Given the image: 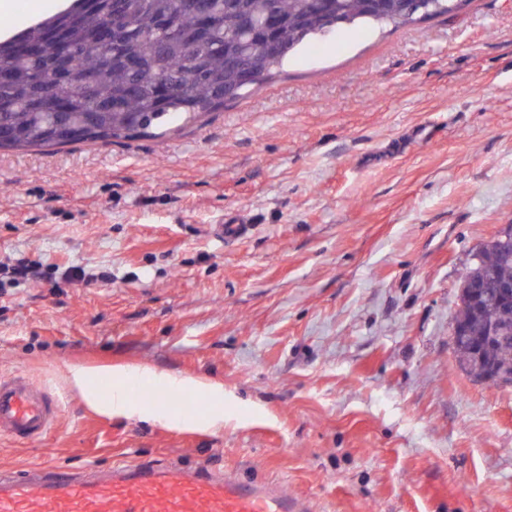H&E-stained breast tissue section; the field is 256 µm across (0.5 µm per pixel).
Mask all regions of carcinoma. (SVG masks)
Listing matches in <instances>:
<instances>
[{
	"instance_id": "obj_1",
	"label": "carcinoma",
	"mask_w": 512,
	"mask_h": 512,
	"mask_svg": "<svg viewBox=\"0 0 512 512\" xmlns=\"http://www.w3.org/2000/svg\"><path fill=\"white\" fill-rule=\"evenodd\" d=\"M224 24L205 27L193 0H73L71 7L0 40L2 149L64 147L151 134L224 107V87L245 97L298 48L339 29L394 28L451 12L456 0H209ZM251 81L238 84L237 63ZM512 283V256L487 243L463 280ZM460 368L477 381L512 374V300L475 306L459 294L452 317Z\"/></svg>"
}]
</instances>
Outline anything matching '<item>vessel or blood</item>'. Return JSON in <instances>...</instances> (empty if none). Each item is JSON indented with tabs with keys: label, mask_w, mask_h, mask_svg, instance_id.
Wrapping results in <instances>:
<instances>
[{
	"label": "vessel or blood",
	"mask_w": 512,
	"mask_h": 512,
	"mask_svg": "<svg viewBox=\"0 0 512 512\" xmlns=\"http://www.w3.org/2000/svg\"><path fill=\"white\" fill-rule=\"evenodd\" d=\"M56 408L28 379L0 381V437L43 436ZM0 512H316V506L274 481L149 461L119 462L106 471L48 465L0 472Z\"/></svg>",
	"instance_id": "vessel-or-blood-1"
}]
</instances>
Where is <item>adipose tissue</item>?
<instances>
[{"label":"adipose tissue","instance_id":"obj_1","mask_svg":"<svg viewBox=\"0 0 512 512\" xmlns=\"http://www.w3.org/2000/svg\"><path fill=\"white\" fill-rule=\"evenodd\" d=\"M64 376L70 387L78 392L85 403L93 410L105 414H120L127 417H140L153 420L167 419L166 409L158 404L145 405L133 400L126 393L130 384L139 383L161 392L204 390L207 400L220 402L224 399L223 387L205 385L198 379L170 374L150 368L128 366H106L92 369L74 365L64 368ZM111 383L110 395H103L101 385Z\"/></svg>","mask_w":512,"mask_h":512}]
</instances>
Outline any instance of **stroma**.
I'll return each mask as SVG.
<instances>
[{"label": "stroma", "instance_id": "35a3bbf8", "mask_svg": "<svg viewBox=\"0 0 512 512\" xmlns=\"http://www.w3.org/2000/svg\"><path fill=\"white\" fill-rule=\"evenodd\" d=\"M504 224L512 0L298 50L181 130L0 150V260L42 272L0 287V378L59 402L0 467L164 459L317 512H512V388L466 375L451 336ZM67 364L223 385L224 427L98 414Z\"/></svg>", "mask_w": 512, "mask_h": 512}]
</instances>
